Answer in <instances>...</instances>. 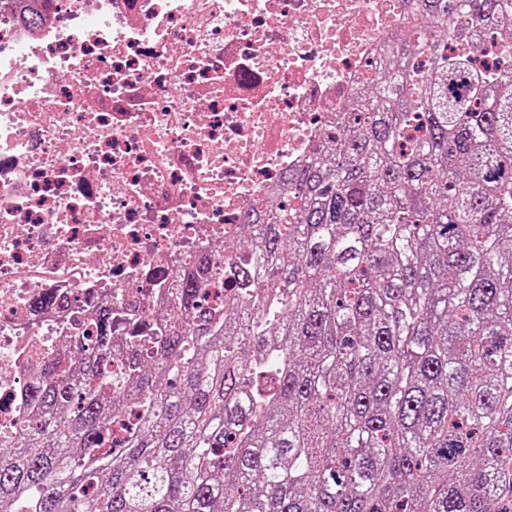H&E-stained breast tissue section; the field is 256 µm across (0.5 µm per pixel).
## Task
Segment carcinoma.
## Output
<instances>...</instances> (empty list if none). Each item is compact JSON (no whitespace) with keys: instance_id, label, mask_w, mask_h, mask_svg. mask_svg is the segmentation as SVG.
Returning <instances> with one entry per match:
<instances>
[{"instance_id":"cac0c4a2","label":"carcinoma","mask_w":512,"mask_h":512,"mask_svg":"<svg viewBox=\"0 0 512 512\" xmlns=\"http://www.w3.org/2000/svg\"><path fill=\"white\" fill-rule=\"evenodd\" d=\"M506 2L414 0L432 39L381 57L231 268L175 275L150 324L75 318L0 512H512V59L469 47L512 39Z\"/></svg>"}]
</instances>
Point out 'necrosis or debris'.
<instances>
[{
    "label": "necrosis or debris",
    "mask_w": 512,
    "mask_h": 512,
    "mask_svg": "<svg viewBox=\"0 0 512 512\" xmlns=\"http://www.w3.org/2000/svg\"><path fill=\"white\" fill-rule=\"evenodd\" d=\"M409 0H0V440L71 309L128 320L326 142ZM51 290L66 309L30 306Z\"/></svg>",
    "instance_id": "4bbe7bcc"
}]
</instances>
